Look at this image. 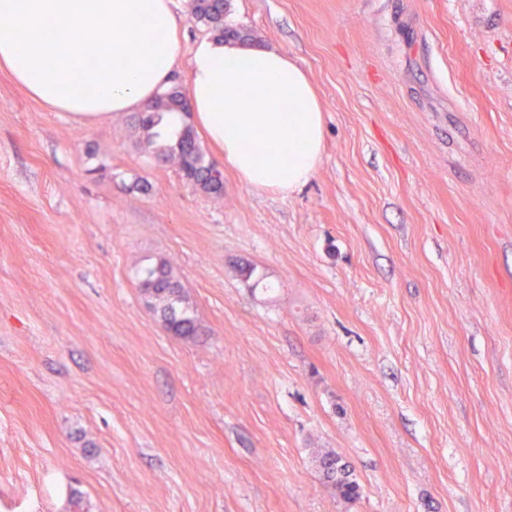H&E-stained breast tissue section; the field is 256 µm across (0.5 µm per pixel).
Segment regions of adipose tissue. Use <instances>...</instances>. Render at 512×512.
Listing matches in <instances>:
<instances>
[{
  "instance_id": "ef3b65f1",
  "label": "adipose tissue",
  "mask_w": 512,
  "mask_h": 512,
  "mask_svg": "<svg viewBox=\"0 0 512 512\" xmlns=\"http://www.w3.org/2000/svg\"><path fill=\"white\" fill-rule=\"evenodd\" d=\"M76 33L93 36L86 52L70 49ZM181 53L171 0H0V75L78 123L153 99ZM188 94L196 123L249 186L287 197L315 175L322 107L283 53L201 39Z\"/></svg>"
}]
</instances>
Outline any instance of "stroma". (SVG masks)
<instances>
[{
    "mask_svg": "<svg viewBox=\"0 0 512 512\" xmlns=\"http://www.w3.org/2000/svg\"><path fill=\"white\" fill-rule=\"evenodd\" d=\"M172 8L184 84L206 31ZM224 21L319 96L322 159L288 197L202 134L205 193L138 112L81 125L0 76V512H512V0ZM161 261L196 335L139 288ZM319 470L336 487V491L344 499L351 501L358 496L359 486L351 478L350 470L346 463H342V457L336 452L328 451L318 457Z\"/></svg>",
    "mask_w": 512,
    "mask_h": 512,
    "instance_id": "1",
    "label": "stroma"
}]
</instances>
